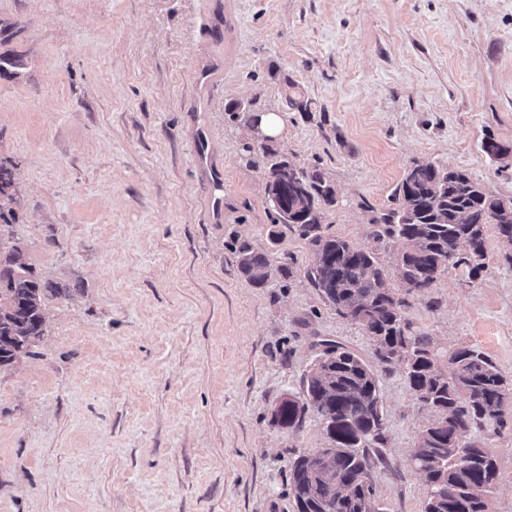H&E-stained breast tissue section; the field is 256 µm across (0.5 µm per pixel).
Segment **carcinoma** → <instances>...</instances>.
Instances as JSON below:
<instances>
[{
    "instance_id": "1",
    "label": "carcinoma",
    "mask_w": 512,
    "mask_h": 512,
    "mask_svg": "<svg viewBox=\"0 0 512 512\" xmlns=\"http://www.w3.org/2000/svg\"><path fill=\"white\" fill-rule=\"evenodd\" d=\"M266 167V197L272 224L269 235L291 230L306 240L312 262L305 277L321 298L342 317L370 337L378 364L402 372L416 396L427 395L437 412L445 413L447 426L421 431L410 450L409 461L426 483L428 512H484L478 489L494 492L498 468L489 448L468 435L507 425L504 408L512 406V382L490 356L465 346L438 351L430 337L416 333L405 317L406 301L388 287V271L380 252L397 248L394 270L410 293H421L451 268L463 267L468 278H478L487 265V225L500 241L512 245V200L489 191L469 173L443 165L415 163L392 193L393 206L372 212V249H360L323 229L324 212L336 204V189L318 165L299 167L293 179L288 171L296 162L262 144ZM483 152L494 160L512 149L492 137L482 142ZM12 170L0 164V368L32 353L45 333V302L68 296L72 286L42 279L24 258L13 230ZM238 270L255 287H263L275 274L292 275L288 260L276 259L242 241L234 246ZM319 368L302 378L295 401L284 407L291 431L307 415L331 421L330 448L323 461L301 455L289 463L288 486L293 512H355L352 498L375 494V489L355 487L342 497L339 484L372 469L382 456L370 453L385 444L374 430L383 418L377 373L348 346L318 342ZM471 449L466 469L452 462L454 443Z\"/></svg>"
}]
</instances>
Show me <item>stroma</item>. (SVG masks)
I'll return each instance as SVG.
<instances>
[{
    "instance_id": "1",
    "label": "stroma",
    "mask_w": 512,
    "mask_h": 512,
    "mask_svg": "<svg viewBox=\"0 0 512 512\" xmlns=\"http://www.w3.org/2000/svg\"><path fill=\"white\" fill-rule=\"evenodd\" d=\"M211 0H0V163L14 172V230L45 279L32 355L0 370V512H291L289 459L325 448L320 423L270 422L330 339L374 362L355 324L309 286L293 232L270 239L263 165L232 104L275 112V144L336 188L328 233L370 248L413 163L467 171L512 199V0H236L235 60L206 114L224 161V221L209 224L188 114L194 63L223 48ZM20 58L16 69L4 57ZM295 87L310 115L288 109ZM478 279L452 269L408 296L440 350L474 346L512 380V246L486 229ZM295 260L245 281L236 239ZM383 512H421L409 453L437 417L404 376L379 375ZM492 512H512V425L485 431Z\"/></svg>"
}]
</instances>
